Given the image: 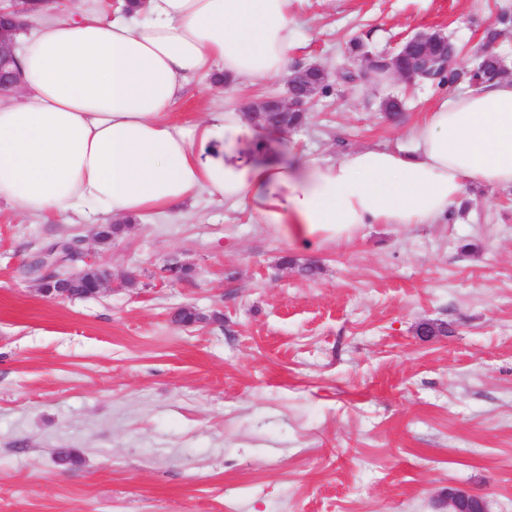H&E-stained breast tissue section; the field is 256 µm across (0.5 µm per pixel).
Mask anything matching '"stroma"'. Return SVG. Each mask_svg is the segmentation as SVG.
Segmentation results:
<instances>
[{
    "label": "stroma",
    "mask_w": 512,
    "mask_h": 512,
    "mask_svg": "<svg viewBox=\"0 0 512 512\" xmlns=\"http://www.w3.org/2000/svg\"><path fill=\"white\" fill-rule=\"evenodd\" d=\"M504 12L512 0H296L293 62L332 80L283 134L289 159L404 145L469 87L342 84L351 39L383 55L438 31L469 66L495 26L512 68ZM284 92L204 78L170 118ZM72 239L134 285L45 299L28 264ZM169 262L192 278L160 282ZM182 307L204 323L174 322ZM452 486L512 512V186L466 187L444 224H373L310 251L209 193L106 246L75 215L0 204V512H448Z\"/></svg>",
    "instance_id": "35a3bbf8"
}]
</instances>
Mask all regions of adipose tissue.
Listing matches in <instances>:
<instances>
[{
  "label": "adipose tissue",
  "instance_id": "obj_1",
  "mask_svg": "<svg viewBox=\"0 0 512 512\" xmlns=\"http://www.w3.org/2000/svg\"><path fill=\"white\" fill-rule=\"evenodd\" d=\"M294 0H140L19 29L20 87L0 96V202L27 214L182 213L199 192L249 208L304 247L369 224H436L465 185L512 186V80L442 97L408 146L289 165L272 130L229 110L189 126L169 107L195 81L284 77Z\"/></svg>",
  "mask_w": 512,
  "mask_h": 512
}]
</instances>
